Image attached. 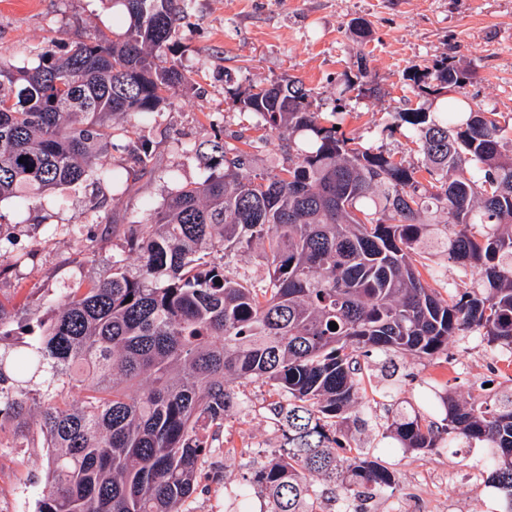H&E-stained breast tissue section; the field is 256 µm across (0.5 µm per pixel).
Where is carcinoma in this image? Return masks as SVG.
<instances>
[{"mask_svg": "<svg viewBox=\"0 0 512 512\" xmlns=\"http://www.w3.org/2000/svg\"><path fill=\"white\" fill-rule=\"evenodd\" d=\"M116 38L87 36L33 68L0 60V202L119 182L95 167L112 147L144 170L149 142L114 143V115L159 111L190 79L161 64L186 0H123ZM446 63L411 77L423 92L463 88ZM299 82L250 87L233 99L288 140L278 171L212 143L192 187L171 190L137 224L131 272L74 288L14 339L0 302V441L32 431L48 471L36 512H182L195 493L209 438L245 410L239 387L261 382L286 398L275 413L282 452L255 469L264 512H316L313 478L385 491L395 470L369 456L359 357L417 358L478 332L512 355V134L490 112L398 113L423 161L375 153L310 109ZM444 216L439 252L468 280L442 295L426 263L428 226ZM259 252L263 271L224 270V251ZM335 322L338 329H330ZM438 423L393 421L385 437L406 451L457 442L487 448L486 484L512 512V390L494 405L442 399ZM353 456H341L340 437Z\"/></svg>", "mask_w": 512, "mask_h": 512, "instance_id": "carcinoma-1", "label": "carcinoma"}]
</instances>
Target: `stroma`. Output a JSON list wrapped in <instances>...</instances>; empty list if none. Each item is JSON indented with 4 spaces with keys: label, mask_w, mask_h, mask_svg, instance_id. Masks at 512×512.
I'll return each instance as SVG.
<instances>
[{
    "label": "stroma",
    "mask_w": 512,
    "mask_h": 512,
    "mask_svg": "<svg viewBox=\"0 0 512 512\" xmlns=\"http://www.w3.org/2000/svg\"><path fill=\"white\" fill-rule=\"evenodd\" d=\"M113 0H0V55L33 67L47 49L64 52L78 38L121 32L112 19ZM371 31L357 42L351 23ZM365 53L366 91L344 92L355 76L357 53ZM448 58L465 69L463 89L473 109L494 113L512 127V0H188V14L167 55L193 80L171 90V104L146 116H114V129L131 128L151 146V170H133L127 154L102 152L98 161L123 175L121 194L92 197L81 186L32 199L27 207L0 204V234L18 242V254L0 252V301L15 308L14 321L29 323L34 311L70 289L110 277L112 258L127 249L130 219H148L173 183L189 185L209 174L194 149L221 135L226 149L248 148L251 166L269 172L281 166L284 142L259 116L241 111L231 89L298 81L313 92L312 108L341 116L346 136L363 147L417 164L422 160L408 125L397 115L432 111L434 95L414 89L411 74ZM382 352L361 358L364 443L400 472L393 490L346 499L316 480L317 512H502L504 503L485 485L478 446L431 454L386 452L383 432L401 416L437 417L441 399L479 396L495 400L512 389V369L483 337H455L447 353L433 358L396 357L394 376L384 377ZM245 416L228 421L206 459L199 486L184 512H234L233 492L252 469L244 447L277 452L282 443L273 411L280 398L256 382L244 389ZM46 451L40 437L25 447L0 449V512H34L45 483Z\"/></svg>",
    "instance_id": "obj_1"
}]
</instances>
